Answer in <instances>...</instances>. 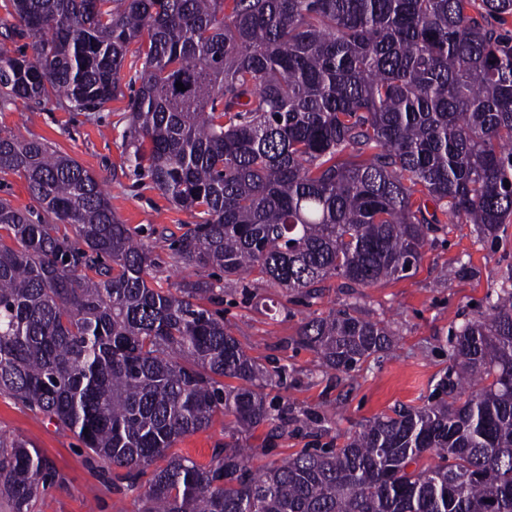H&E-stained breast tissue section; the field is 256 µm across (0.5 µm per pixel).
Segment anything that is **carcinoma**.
<instances>
[{"instance_id":"1","label":"carcinoma","mask_w":512,"mask_h":512,"mask_svg":"<svg viewBox=\"0 0 512 512\" xmlns=\"http://www.w3.org/2000/svg\"><path fill=\"white\" fill-rule=\"evenodd\" d=\"M5 10L0 111L53 96L99 111L124 95L133 57L124 154L192 216L170 250L195 278L154 287L152 250L95 174L45 139L0 134V179H25L35 202L0 199V395L76 434L142 512H512L511 288L455 333L444 398L261 471L242 436L260 425L284 436L288 419L267 401L275 375L224 323L226 283L253 277L310 304L408 276L444 230L440 214L498 239L512 222V0ZM27 38L30 55L5 46ZM390 336L331 309L292 341L349 372ZM217 416L232 436L208 465L167 457ZM426 454L436 463L419 465ZM57 482L36 449L0 436L12 512Z\"/></svg>"}]
</instances>
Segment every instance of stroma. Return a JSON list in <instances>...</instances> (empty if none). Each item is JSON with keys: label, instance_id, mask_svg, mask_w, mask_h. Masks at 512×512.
I'll return each mask as SVG.
<instances>
[{"label": "stroma", "instance_id": "35a3bbf8", "mask_svg": "<svg viewBox=\"0 0 512 512\" xmlns=\"http://www.w3.org/2000/svg\"><path fill=\"white\" fill-rule=\"evenodd\" d=\"M127 124L123 97L99 112H71L54 100L37 109L19 101L0 111V131L47 140L102 181L113 212L158 259L150 281L173 288L186 271L175 266L157 232L179 233L192 217L149 178L129 169L122 148ZM511 275L512 223L493 245L480 240L474 225L455 224L438 232L417 268L399 280L354 293L335 288L311 305L290 301L285 291L265 284L254 288L250 299L226 291L224 321L233 335L268 370L285 371L268 394L283 408L288 433L271 438L266 428H258L247 440L252 466L279 463L306 448L341 447L346 435L367 420L433 401L450 364L452 333L485 311L488 296ZM349 305L389 326L394 333L389 350L358 370L338 372L322 367L312 351L291 345L302 321ZM0 434L37 448L60 477L36 501L35 512H139L135 495L113 488L87 461L76 435L6 395L0 396ZM227 439L219 417L208 429L180 439L170 453L205 464Z\"/></svg>", "mask_w": 512, "mask_h": 512}]
</instances>
